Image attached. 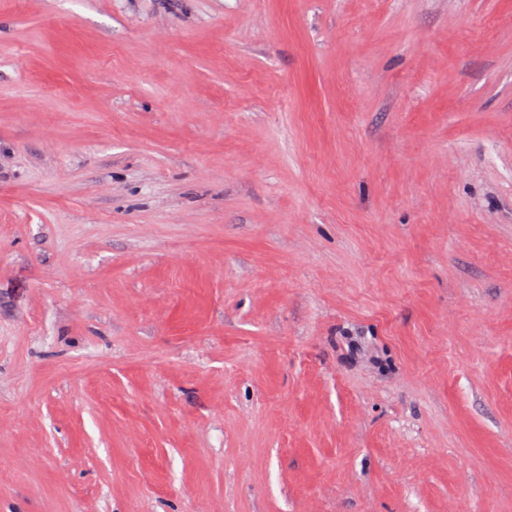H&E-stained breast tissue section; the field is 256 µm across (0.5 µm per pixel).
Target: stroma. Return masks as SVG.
<instances>
[{
    "label": "stroma",
    "instance_id": "1",
    "mask_svg": "<svg viewBox=\"0 0 512 512\" xmlns=\"http://www.w3.org/2000/svg\"><path fill=\"white\" fill-rule=\"evenodd\" d=\"M0 512H512V0H0Z\"/></svg>",
    "mask_w": 512,
    "mask_h": 512
}]
</instances>
